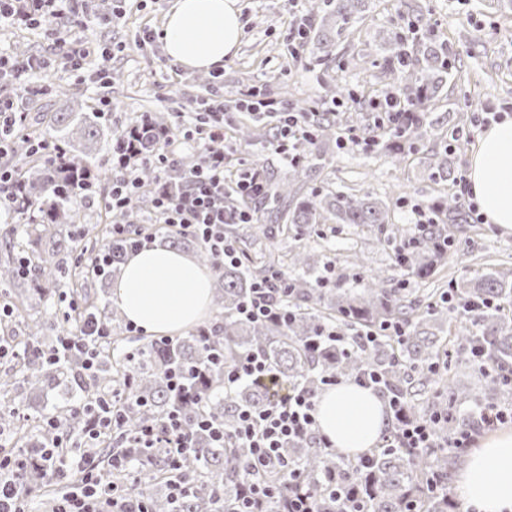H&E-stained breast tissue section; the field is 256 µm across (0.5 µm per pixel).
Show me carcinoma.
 I'll return each mask as SVG.
<instances>
[{
    "mask_svg": "<svg viewBox=\"0 0 512 512\" xmlns=\"http://www.w3.org/2000/svg\"><path fill=\"white\" fill-rule=\"evenodd\" d=\"M364 0H313L311 9L317 19L313 35L306 38L302 53L313 55L319 64L332 59L336 44L357 22ZM389 53L382 56V68L391 80L392 93L406 102L434 98L443 86V73L449 70L453 47L421 38L420 22L389 30ZM171 123L164 112H142L135 121L140 127L137 143L141 153L161 152L163 144L156 129ZM333 123L325 117L314 124L311 137L295 144L300 162L291 166V180L301 181L313 169L325 164L320 144L329 139ZM425 132L422 115L413 113L409 122L378 143L380 150L401 161L406 149H416ZM16 161L13 173L23 186V200L40 214L37 224H19L20 211H4L7 227L0 231L7 257L0 260V283L7 286L5 303L13 317L4 326L22 321L27 329L24 346L18 349L12 371L0 376V430L10 432L18 445L17 453L25 459L20 483L35 493L56 475L47 461L54 444L74 443L86 435L89 419L99 405L112 394L118 395L123 425L119 433L101 437V447L94 456L106 458L99 468L100 477L118 486L140 501L146 512H242L249 488L262 483L273 495L265 498L255 512H284L283 503L292 492L301 489L311 496L318 512H453L448 495V456L452 451L441 447L443 439L471 425L465 408L475 404L491 406L494 401L481 399L469 385L456 376L444 380L445 390L453 398L426 397L414 390L412 372L420 371L427 380L436 375L428 367L440 357L443 337L438 332L454 324L457 354L473 370L484 375L491 392L507 391L512 380V317L505 302L512 301V269L496 270L474 285L462 281L451 287L454 298L462 303L487 299L494 307L465 314L448 305L445 298L420 310L406 289L394 288L379 275L364 284L344 287L341 280L321 285V277L310 278L318 259L302 250L289 256L295 275L288 279L286 302L291 318L288 323L254 322L242 317L239 308L254 292V285L269 277L270 260L257 272L241 265H221L204 248L198 259L210 266L222 282L213 294L220 320L167 342H148L131 346L127 326L118 311L102 318L110 336L96 368L88 371L83 359L69 355L54 365L46 356L75 325L73 319L55 312L61 330L54 336L44 333L46 314L30 313L38 299L67 303L76 300L70 288L79 259L107 249L112 261L123 254L126 244L109 236L87 238L77 231L80 212L72 200L81 190L80 179L91 175V185L99 180L112 182V169L101 171L95 160L103 151L112 154L116 147L108 118L95 110L78 105L67 112H57L45 131L35 135L27 126L17 127L10 135ZM51 146L46 156L33 155L40 142ZM432 175L441 179L453 173L448 152L436 153L430 162ZM265 202L274 205L291 226L348 224L361 227L388 223V208L368 195L344 191L330 194L314 192L288 207V184L269 183ZM153 206L152 198L139 194L125 212L111 216V221L127 223L139 209ZM459 201L448 199L436 208L438 222L420 224L413 229L395 227L391 240L394 266L400 275L424 279L430 276L455 240V213ZM28 260L20 270L19 258ZM30 283L17 288L18 281ZM385 323L399 324L406 331L402 340L380 336L373 342L362 341V334ZM352 331L347 349L326 341L322 333L330 326ZM485 352L489 365L500 371L496 377L473 364L471 350ZM259 354L273 366L279 380L299 385L314 398L322 394L325 382L336 378H354L365 371L382 376L383 390L421 406L422 416L441 415L435 429L432 448L373 449L370 467L361 459L349 458L331 448L320 446L310 434L300 441H288L282 450V465L259 471L248 465V449L229 442L217 447L208 432L201 430L198 419L204 415L233 431L239 412L258 409L271 398L266 384L247 382L231 393L224 392V370L248 354ZM181 370L192 390L201 400L182 399L168 385V373ZM63 386L75 401L53 403L35 408L30 401L46 390ZM178 413L193 444V451L182 458L179 470L170 467L164 448H133L132 440L146 425L163 426L172 413ZM120 456L138 468V480L127 484V469L112 466L111 457ZM187 479L184 491L173 498L170 485Z\"/></svg>",
    "mask_w": 512,
    "mask_h": 512,
    "instance_id": "obj_1",
    "label": "carcinoma"
}]
</instances>
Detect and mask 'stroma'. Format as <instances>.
Segmentation results:
<instances>
[{"label":"stroma","mask_w":512,"mask_h":512,"mask_svg":"<svg viewBox=\"0 0 512 512\" xmlns=\"http://www.w3.org/2000/svg\"><path fill=\"white\" fill-rule=\"evenodd\" d=\"M172 2L143 0L141 6L128 9L125 18L109 26L93 22L76 27L61 21L72 46L111 49L110 70L116 78L108 85L97 76L96 66L78 71L62 66L58 48L40 30H0V47L20 42L27 52L50 62L49 68L32 79L33 91L22 100L26 111L47 118L66 111L70 100L94 105L104 97L112 102L109 125L119 131L130 126L138 113L185 112L190 102L202 101L215 92L224 98L229 123L226 145L235 168L258 166L268 177L284 181L289 164L266 148L277 128L241 105L240 90H252L263 101L277 99L296 109L320 112L341 85L347 94L333 114L341 131L354 129L366 136L375 135L370 103L389 87V79L377 63L384 48L381 37L399 18L419 16L437 39L453 43L456 57L451 70L459 78L457 85H445L437 99L421 105L427 118L426 138L399 165L370 149L348 145L329 148L325 166L295 188L300 198L314 191L341 189L381 199L390 208L394 226L411 224L414 204L433 205L457 194L456 184L433 177L428 163L430 155L450 145L456 128L472 129L478 112L490 106L512 116V0H499L496 11L488 9V0H405L400 6L395 0H369L363 20L337 45L336 59L327 67L305 57L293 59L288 50L310 16V0H300L294 9L288 0H239L244 35L236 54L225 59L221 76L184 69L166 81L160 76L161 67L168 62L162 42L140 48L134 44V35L145 24L162 31ZM50 79L68 84L70 99L44 93ZM243 125L257 127L261 139L250 146L241 145L236 130ZM281 228V221L262 209L255 223L238 225L236 244L249 268L261 267V251L272 250L284 258L289 251L304 248L327 254L334 277L350 286L374 273L392 280L397 277L387 231L322 224L285 235ZM502 266L512 267V233L465 218L458 224L455 244L441 265L429 277L410 280L407 286L412 297L426 305L435 301L437 292L449 282L477 279Z\"/></svg>","instance_id":"stroma-1"}]
</instances>
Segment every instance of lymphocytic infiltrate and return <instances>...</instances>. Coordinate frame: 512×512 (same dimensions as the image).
I'll return each mask as SVG.
<instances>
[{
    "instance_id": "obj_1",
    "label": "lymphocytic infiltrate",
    "mask_w": 512,
    "mask_h": 512,
    "mask_svg": "<svg viewBox=\"0 0 512 512\" xmlns=\"http://www.w3.org/2000/svg\"><path fill=\"white\" fill-rule=\"evenodd\" d=\"M82 25L87 17V0H0V27L26 26L49 28L62 18ZM266 114L277 121L279 137L272 148L285 160H292L291 143L307 134L308 113L289 108L283 102L265 101ZM159 141L164 150L140 157L141 166L153 170L156 179L154 217L178 232L191 236L210 249L219 263L238 264L242 257L235 244L224 234L228 224L255 223L252 200L259 198L265 172L257 167L230 175L229 156L224 149V102L212 100L206 108V118L200 124L185 127L179 124L159 129ZM203 149L205 165L171 164L168 152L174 147ZM288 279L272 274L256 285L253 298L240 308L243 317L253 321H287L285 304L275 300L273 291H286ZM109 336L107 328L97 318L89 317L75 334L63 337L56 355L72 352L84 355L87 365H94L98 353ZM388 408L392 418L388 446L425 448L432 441L434 422L431 419H411L397 398H390ZM316 402L303 388L295 386L275 394L257 410L245 409L239 414L234 432L238 447L248 449L250 465L259 469L278 461L285 441L312 433L316 427ZM122 415L115 403L103 404L92 417L86 443L73 445L65 459L74 467L78 481L64 498L59 512H142L130 505L127 498L102 487L95 468L88 458V445L105 431L122 425ZM136 442L142 448H167L172 463L191 450L190 440L181 431L178 416H171L168 426H148L139 430ZM23 460L11 454H0V512H24L25 491L16 473Z\"/></svg>"
}]
</instances>
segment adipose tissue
<instances>
[{"label":"adipose tissue","mask_w":512,"mask_h":512,"mask_svg":"<svg viewBox=\"0 0 512 512\" xmlns=\"http://www.w3.org/2000/svg\"><path fill=\"white\" fill-rule=\"evenodd\" d=\"M237 2L175 0L163 28L166 54L189 70L223 69L243 35ZM467 177L486 223L512 233V117L482 132ZM212 296L210 272L189 254L161 245L130 254L112 289L125 318L154 336L177 334L206 319ZM316 420L335 448L354 456L376 445L388 418L373 390L348 381L322 394ZM454 488L482 512H512V431L481 439Z\"/></svg>","instance_id":"adipose-tissue-1"}]
</instances>
